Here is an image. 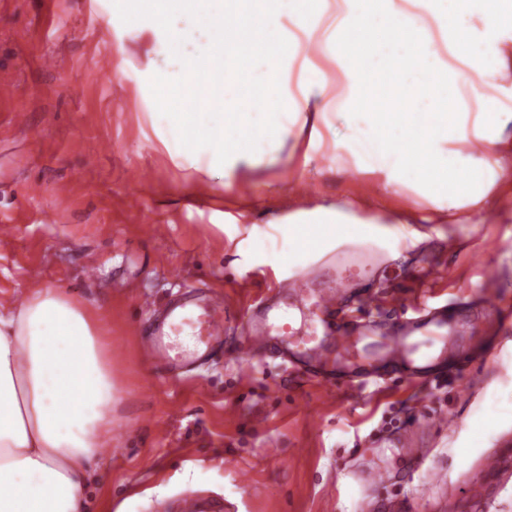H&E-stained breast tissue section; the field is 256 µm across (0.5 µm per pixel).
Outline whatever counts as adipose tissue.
Masks as SVG:
<instances>
[{
    "label": "adipose tissue",
    "mask_w": 512,
    "mask_h": 512,
    "mask_svg": "<svg viewBox=\"0 0 512 512\" xmlns=\"http://www.w3.org/2000/svg\"><path fill=\"white\" fill-rule=\"evenodd\" d=\"M199 13L194 0H123L128 21L143 29H165L174 14L206 26L213 37L233 41L240 29L237 12L224 0H211ZM403 0H378V8H348L335 39H314L322 19L321 0H252V26L259 33L249 42L255 56L268 43L279 42L285 66H293L306 47L334 57L346 77L344 89L329 95L330 79L317 67L304 73L300 92L273 91L268 108L287 110L288 119L263 142L231 135L238 124L233 112H212L205 119L179 108L180 76L154 70L157 86L169 93L168 109L155 113L154 129L176 165L199 164L201 172L226 169L240 159L273 151L275 142L293 131L308 133L305 160L319 149L350 158L386 190L405 189L423 198L430 213L397 207L386 215L358 216L350 203H316L271 219L285 247L281 264L295 269L335 248L344 235L371 236L389 225L393 237L419 240L416 226L447 215L449 223H467L472 213L488 207L496 188L512 184V135L504 118L512 114V83L505 73L512 66V0H417L419 11L406 15ZM481 17L480 25L458 30L454 15ZM417 29L436 25L438 40L412 39L411 60L401 74L410 91L440 84L451 104L449 112L427 116L416 112L407 126L373 137L362 154L338 138H326L332 118L354 117L364 95L350 53L366 45L378 55L381 44L400 21ZM459 53L476 47L480 81L461 70L441 75L433 65L439 44ZM493 95H486L485 87ZM481 111H466L468 100ZM106 341L96 321L66 295L51 288L29 292L24 305L0 310V512H82V492L90 464L111 435L109 406L111 373L106 366Z\"/></svg>",
    "instance_id": "ef3b65f1"
}]
</instances>
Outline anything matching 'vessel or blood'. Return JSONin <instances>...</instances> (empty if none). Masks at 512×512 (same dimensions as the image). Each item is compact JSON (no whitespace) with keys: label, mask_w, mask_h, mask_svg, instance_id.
I'll list each match as a JSON object with an SVG mask.
<instances>
[{"label":"vessel or blood","mask_w":512,"mask_h":512,"mask_svg":"<svg viewBox=\"0 0 512 512\" xmlns=\"http://www.w3.org/2000/svg\"><path fill=\"white\" fill-rule=\"evenodd\" d=\"M329 259L336 264L335 293H320L308 275L300 274L291 279L290 296L276 293L243 311L248 331L237 349L238 358L266 352L286 368L328 382L350 375L357 385L365 386L372 381L367 371L370 361L384 349L391 358L388 381L419 378L434 358V346L443 339L447 310L421 311L392 332H384L382 321L356 315L343 294L346 277L359 275L362 267L374 262L372 252L341 243ZM139 308L147 316L155 358L177 377L190 378L224 342L227 313L214 299H176L161 306L144 296ZM297 311L304 317L300 329L292 325Z\"/></svg>","instance_id":"vessel-or-blood-1"}]
</instances>
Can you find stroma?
<instances>
[{"mask_svg": "<svg viewBox=\"0 0 512 512\" xmlns=\"http://www.w3.org/2000/svg\"><path fill=\"white\" fill-rule=\"evenodd\" d=\"M166 48V32L107 20L100 0H0V83L15 87L0 101V224L16 227L0 238V302L35 286L59 290L93 313L111 346L112 453L90 467L86 512H177L186 495L223 501V512H363L370 499L375 512H512V427L492 422L498 399L512 395V207L392 244L375 280L369 313L471 299L455 315L442 388L351 390L276 360L241 362L240 309L288 288L270 216L310 199L349 200L361 215L425 204L372 187L345 163H304L294 137L278 142L277 160L226 175L176 167L149 122L167 99L152 82ZM49 55L65 57L66 70L46 67ZM354 56L369 91L363 113L391 127L401 107L432 111L437 90L407 95L386 82L380 60ZM280 58L271 48L251 95L224 108L262 111L283 81ZM17 111L26 126L13 125ZM60 183L70 187L63 207ZM256 239L267 248L261 261L242 250ZM91 264L98 280L84 276ZM429 266L441 279L424 275ZM181 289L211 290L228 322L214 360L176 383L147 354L137 302L148 294L162 304ZM465 353L476 376L455 364ZM442 414L457 427L435 428ZM476 417L487 421L477 434L468 427ZM492 455L499 469L485 467ZM374 470L386 481L372 488L365 478Z\"/></svg>", "mask_w": 512, "mask_h": 512, "instance_id": "35a3bbf8", "label": "stroma"}]
</instances>
